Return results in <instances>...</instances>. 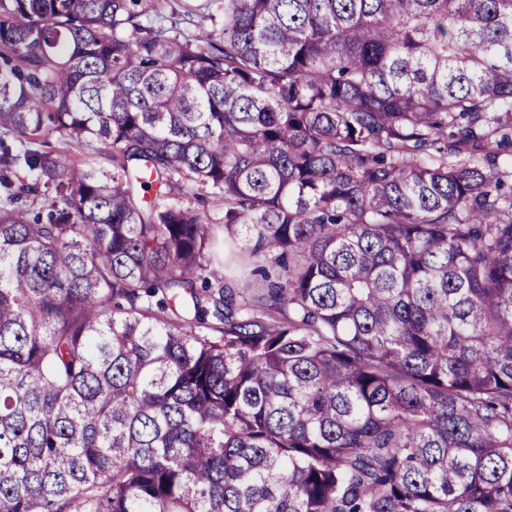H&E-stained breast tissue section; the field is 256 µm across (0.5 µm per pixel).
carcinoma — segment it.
Listing matches in <instances>:
<instances>
[{"mask_svg": "<svg viewBox=\"0 0 512 512\" xmlns=\"http://www.w3.org/2000/svg\"><path fill=\"white\" fill-rule=\"evenodd\" d=\"M166 4L0 0V512H512V0ZM165 23L176 25L185 36H196L201 33L203 27L210 25L207 16L210 14H222L224 4L211 2L212 0H167ZM175 22V24H174Z\"/></svg>", "mask_w": 512, "mask_h": 512, "instance_id": "cac0c4a2", "label": "carcinoma"}]
</instances>
